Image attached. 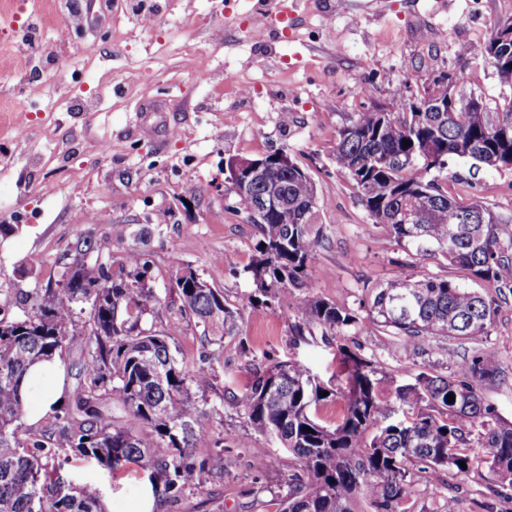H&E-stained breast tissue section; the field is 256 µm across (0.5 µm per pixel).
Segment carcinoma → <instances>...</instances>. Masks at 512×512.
<instances>
[{
  "label": "carcinoma",
  "mask_w": 512,
  "mask_h": 512,
  "mask_svg": "<svg viewBox=\"0 0 512 512\" xmlns=\"http://www.w3.org/2000/svg\"><path fill=\"white\" fill-rule=\"evenodd\" d=\"M493 47L491 37L468 55L492 67L509 90L495 108L483 101L479 110L462 103L450 112H356L338 132L335 159L390 241L421 256L441 254L495 296L436 276L397 278L372 289L360 318L306 293L322 234L314 182L290 157L288 170L253 187L256 194L288 195V209L256 225L252 306L273 303L293 315L297 336L314 323L336 340L349 330L384 328L413 347L436 337L483 343L495 298L512 296V222L479 200L456 198L443 173L454 159L471 161L477 171L512 170V45ZM74 249L81 261L65 267L63 287L19 293L28 307L21 315L11 302L0 303V512H105L101 489L76 484L65 471L82 459L112 471L136 464L149 473L153 496L174 504L224 473V448L200 405L211 378L179 364L170 333L141 328L161 298L148 284L140 253L129 252L115 273L110 263L86 259L94 250L88 239H77ZM175 285L181 311L213 340L237 334L239 309L194 270L180 272ZM337 349L348 366V387L336 426L316 419L336 391L298 360L268 367L239 400L254 433L279 442L296 460L276 512H355L360 500L371 512H407L415 465L431 474L445 468L466 474L484 463L499 487L512 491V422L478 393L479 384L503 375L498 360L477 355L446 377L422 372L416 383L385 396L370 361L345 344ZM54 360L78 361L77 382L39 425H30L22 382L31 366ZM109 400L124 407L123 421L114 420ZM476 423L484 429L477 445L468 431ZM370 429L376 433L368 440ZM203 447L215 453H193Z\"/></svg>",
  "instance_id": "obj_1"
}]
</instances>
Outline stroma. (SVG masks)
<instances>
[{
	"instance_id": "stroma-1",
	"label": "stroma",
	"mask_w": 512,
	"mask_h": 512,
	"mask_svg": "<svg viewBox=\"0 0 512 512\" xmlns=\"http://www.w3.org/2000/svg\"><path fill=\"white\" fill-rule=\"evenodd\" d=\"M0 22V149L11 164L0 170V286L28 294L56 286L77 238L101 245L113 265L138 250L150 285L162 300L142 326L169 331L178 324L176 357L186 369L206 370L213 411L211 434L224 446V473L176 506L153 512H276L294 466L276 442L259 437L235 404L256 370L299 360L336 397L318 409L321 423L341 419L346 368L318 325L294 342L293 316L276 306L252 307L247 272L257 229L235 207L226 180L229 158L283 152L311 175L323 231L309 266L311 295L360 311L376 285L429 274L469 285L466 272L441 256H417L390 243L372 223L336 169L337 132L353 113L394 106L433 73L465 70L488 106L502 93L492 68L461 57L459 49L487 40L494 24L512 18V0H299L288 35L258 44L239 24L258 0H146L150 21L112 0V13L89 12V30L61 29L42 18L41 0H12ZM41 51L26 78L13 70L23 41ZM95 42L91 69L54 72L51 52L76 53ZM209 74L200 81L198 70ZM111 144L102 153L101 144ZM470 163L448 166L456 197H478L512 218V171ZM195 269L242 313V333L215 344L171 295L176 274ZM481 349L499 360L504 377L480 391L502 419L512 421V297L499 301ZM347 345L378 369L383 393L415 383L419 373L448 375L471 358L467 342L438 337L421 348L375 331L348 336ZM267 449L265 468L254 449ZM79 482L99 486L109 512H138L148 478L137 465L110 471L93 461L68 467ZM487 466L469 475L413 471L408 512H440L447 497L457 512H512V500L492 494Z\"/></svg>"
}]
</instances>
